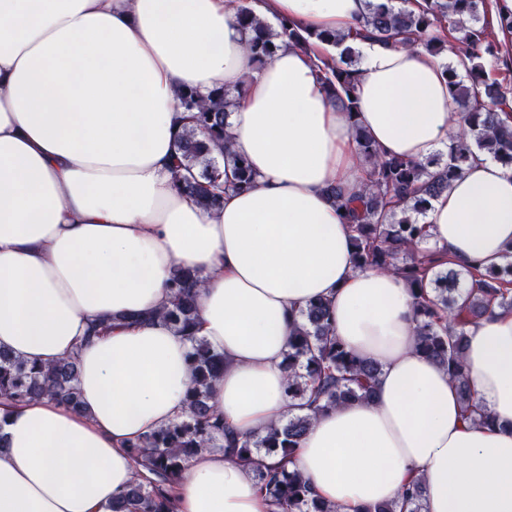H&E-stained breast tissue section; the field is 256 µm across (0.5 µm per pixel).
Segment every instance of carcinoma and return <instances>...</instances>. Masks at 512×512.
<instances>
[{"instance_id":"1","label":"carcinoma","mask_w":512,"mask_h":512,"mask_svg":"<svg viewBox=\"0 0 512 512\" xmlns=\"http://www.w3.org/2000/svg\"><path fill=\"white\" fill-rule=\"evenodd\" d=\"M493 0H421L417 10L394 0H366L363 34L381 42L401 39L438 54L448 36L462 46L464 72L447 66L448 89L459 105L464 126L448 147V159L434 154L424 161L384 154L355 124L353 132L367 177L358 190L332 185L327 197L344 210L352 227L351 246L360 268L391 270L406 281L416 319L415 351L448 370L464 404L473 392L465 370V327L484 316L490 302L512 313V260L499 268L472 263L462 269L444 253L421 247L426 225L420 217L430 200L448 190L475 151L512 167V99L509 89L490 77L488 66L502 58V44L488 40L481 20ZM235 22L253 32L246 50L253 65L265 66L276 41L298 46L309 40L343 46L339 60L317 65L327 95L341 110L358 112L355 83L358 52L336 33L302 34L283 19L279 29L259 22L242 6ZM233 94L224 87L204 96L182 92L179 106L191 113V124L177 135L172 172L177 191L206 211L220 209L224 193L251 189L255 175L229 148L227 108ZM230 164L234 178L219 179V164ZM168 288L171 300L160 312L190 344L193 381L186 393V412L128 445L137 478L112 501L111 512H179L176 490L192 459L202 450L228 448L232 458L254 472L268 512H338L336 505L315 498L296 463V452L316 416L351 403L371 401L381 374L379 365L355 354L336 336L328 303L312 301L299 311L288 340L287 393L291 415L264 435L244 439L224 427V415L211 404L215 382L224 374V355L195 335L199 276L173 264ZM76 354L45 365L0 349V400L7 404L44 398L80 406ZM422 488L415 481L397 502L376 503L363 512H422Z\"/></svg>"}]
</instances>
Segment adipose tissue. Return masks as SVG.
<instances>
[{
  "instance_id": "obj_1",
  "label": "adipose tissue",
  "mask_w": 512,
  "mask_h": 512,
  "mask_svg": "<svg viewBox=\"0 0 512 512\" xmlns=\"http://www.w3.org/2000/svg\"><path fill=\"white\" fill-rule=\"evenodd\" d=\"M265 22L355 32L365 0H0V349L50 364L77 353L82 406L0 405V512H111L130 485L126 446L185 412L190 345L156 311L173 264L204 280L197 334L224 355L211 402L245 437L288 415L282 362L301 308L328 301L337 336L381 368L376 396L320 413L298 451L340 512L399 499L424 512H512V313L467 328L474 392L416 353L397 274L357 268L351 226L326 196L359 187L360 123L384 152L422 160L462 125L424 48L357 40L356 116L335 107L317 56L283 46L252 67L240 3ZM243 88L228 118L256 181L206 211L171 161L186 87ZM426 244L499 267L512 243V169L486 155L432 199ZM111 329L81 343L89 323ZM489 422H482V415ZM179 512H266L253 472L221 449L195 457ZM422 496L420 483L414 481L403 491L400 501L369 505L363 512H422Z\"/></svg>"
}]
</instances>
